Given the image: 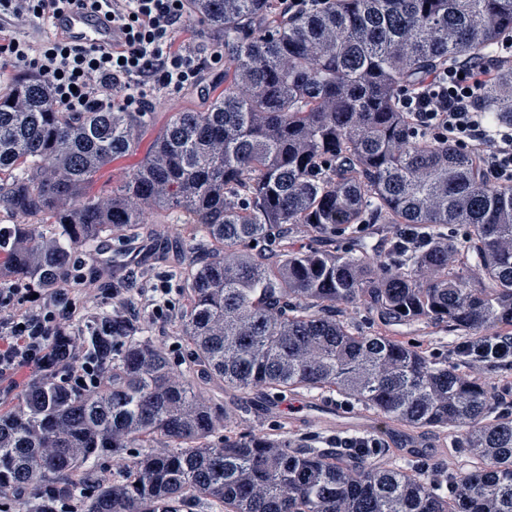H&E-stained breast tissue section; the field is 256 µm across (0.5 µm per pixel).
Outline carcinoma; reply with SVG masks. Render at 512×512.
<instances>
[{"mask_svg": "<svg viewBox=\"0 0 512 512\" xmlns=\"http://www.w3.org/2000/svg\"><path fill=\"white\" fill-rule=\"evenodd\" d=\"M190 18L224 45V93L177 112L109 196L95 175L136 149L147 112H63L44 80L0 92V281L59 288L72 253L136 236L144 213L186 226L207 247L180 276L178 330L196 376L239 392H317L409 430L453 429L438 479L363 447L303 445L282 429L238 435L125 315L61 330L76 354L112 372L73 387L54 372L0 412V498L71 493L86 467L122 461L83 512H512V413L460 357L427 347L512 334V188L454 147L411 130L402 90L450 59L480 57L512 35V0H332L287 15L278 0H192ZM475 107L512 123V64ZM409 224L424 242L387 254L355 237ZM466 228L455 241L443 232ZM377 321L366 334L342 315ZM399 326L423 343L396 336ZM130 448L152 452L126 459Z\"/></svg>", "mask_w": 512, "mask_h": 512, "instance_id": "carcinoma-1", "label": "carcinoma"}]
</instances>
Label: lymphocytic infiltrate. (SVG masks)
<instances>
[{
	"instance_id": "lymphocytic-infiltrate-1",
	"label": "lymphocytic infiltrate",
	"mask_w": 512,
	"mask_h": 512,
	"mask_svg": "<svg viewBox=\"0 0 512 512\" xmlns=\"http://www.w3.org/2000/svg\"><path fill=\"white\" fill-rule=\"evenodd\" d=\"M190 0H0V59L35 71L53 105L65 112H148L160 91L200 87L196 54L173 51L189 17ZM101 13L119 28L115 46L72 45L52 19L69 6ZM39 29L33 39L24 28ZM512 62V38L504 37L484 61L453 60L402 92L398 104L415 128L478 157L498 185L512 186V125L495 124L473 101L498 63ZM63 289L0 288V381L42 375L53 356L52 336L71 312ZM472 371L512 363V336L457 344Z\"/></svg>"
}]
</instances>
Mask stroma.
<instances>
[{
	"mask_svg": "<svg viewBox=\"0 0 512 512\" xmlns=\"http://www.w3.org/2000/svg\"><path fill=\"white\" fill-rule=\"evenodd\" d=\"M213 45L203 24H186L177 36L176 46L181 50L190 47L198 52L204 67L201 87L173 95L160 94L137 150L117 158L98 172L90 188L91 194L103 197L120 185L167 127L174 113L204 111L212 95L223 90L224 67L212 64L209 58ZM183 235L184 229L179 223L157 224L149 218L135 238L112 235L75 253L71 259L72 277L66 285V293L75 307L72 324H81L93 310L111 308L112 297L93 292L89 286L97 263L110 261V286H121L132 300L128 315L147 326L150 336L169 354L175 369L188 371L190 355L177 332L182 303L176 284L179 269L186 260ZM162 295L171 302V310L156 311L155 305ZM206 392L220 406L237 408L238 413L230 420L229 427L239 434L281 426L316 445L339 432L354 438L359 435L358 430L352 428H337L335 423L316 412L314 406L319 398L314 394L296 393L283 397L260 391L242 394L215 385L207 386ZM375 436L387 442L390 452L427 469L447 464L457 452L452 435L439 430L422 429L414 433L402 428L394 432L379 430Z\"/></svg>",
	"mask_w": 512,
	"mask_h": 512,
	"instance_id": "35a3bbf8",
	"label": "stroma"
}]
</instances>
